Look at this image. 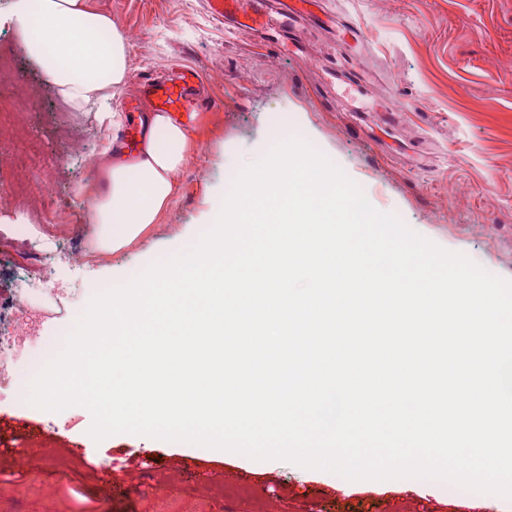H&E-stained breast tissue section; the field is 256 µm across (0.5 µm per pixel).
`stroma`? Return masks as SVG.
<instances>
[{
  "mask_svg": "<svg viewBox=\"0 0 512 512\" xmlns=\"http://www.w3.org/2000/svg\"><path fill=\"white\" fill-rule=\"evenodd\" d=\"M127 40L129 78L106 90L103 108L65 112L67 139L53 132L59 95L0 24V50L13 57L0 99L35 98L16 129L43 168L28 175L0 142V224L44 209L66 224L51 259L61 288L84 311L94 286L121 284L174 250L192 247L215 222L231 176L262 160L281 139L280 113L363 190L378 211L397 214L440 247L512 280V0H301L296 28L274 18L256 29L225 26L208 0H88ZM348 61H341V54ZM375 73L351 88L340 63ZM191 65L211 106L189 136L195 150L177 177V198L129 249L91 247L90 200L79 188L112 142L99 111L135 100L141 73ZM51 185L50 195L13 199L18 181ZM81 250V264L67 259ZM35 249L0 260V324L23 322L51 338L61 319L19 304L21 274ZM90 412L51 413L22 394L0 399V512H512V500L458 491L425 479L348 481L287 461L245 456L142 435L94 441ZM65 436H57L55 428ZM146 472L119 471L135 456ZM113 490H100L102 474Z\"/></svg>",
  "mask_w": 512,
  "mask_h": 512,
  "instance_id": "stroma-1",
  "label": "stroma"
}]
</instances>
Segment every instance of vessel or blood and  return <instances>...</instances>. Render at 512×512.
Returning a JSON list of instances; mask_svg holds the SVG:
<instances>
[{"label":"vessel or blood","mask_w":512,"mask_h":512,"mask_svg":"<svg viewBox=\"0 0 512 512\" xmlns=\"http://www.w3.org/2000/svg\"><path fill=\"white\" fill-rule=\"evenodd\" d=\"M212 11L221 17L239 21L241 26L259 24L263 15L259 0H209ZM139 98L147 100L154 111L167 113L181 124H193L210 106L199 69L183 67L168 76L141 78Z\"/></svg>","instance_id":"1"}]
</instances>
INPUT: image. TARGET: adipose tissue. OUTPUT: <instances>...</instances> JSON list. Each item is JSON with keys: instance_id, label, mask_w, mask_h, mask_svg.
<instances>
[{"instance_id": "1", "label": "adipose tissue", "mask_w": 512, "mask_h": 512, "mask_svg": "<svg viewBox=\"0 0 512 512\" xmlns=\"http://www.w3.org/2000/svg\"><path fill=\"white\" fill-rule=\"evenodd\" d=\"M10 20L28 57L66 103L84 109L128 77L126 39L110 16L87 0H13ZM133 157L103 155L90 199L96 250L118 252L148 233L173 202L177 176L190 157L186 130L162 112H143Z\"/></svg>"}]
</instances>
